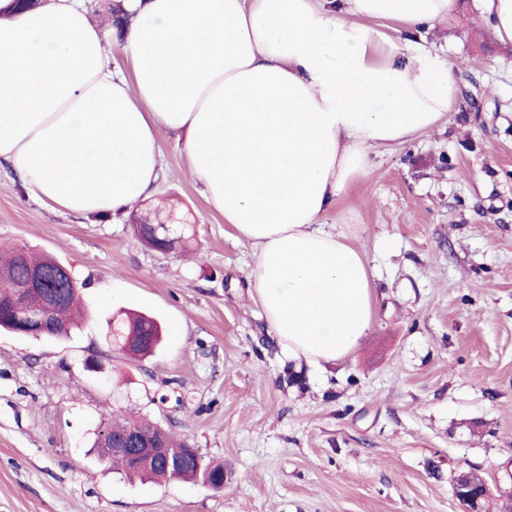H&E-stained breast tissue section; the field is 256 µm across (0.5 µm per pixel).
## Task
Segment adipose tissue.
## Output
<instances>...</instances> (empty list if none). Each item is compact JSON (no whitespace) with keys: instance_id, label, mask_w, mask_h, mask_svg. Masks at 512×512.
Segmentation results:
<instances>
[{"instance_id":"1","label":"adipose tissue","mask_w":512,"mask_h":512,"mask_svg":"<svg viewBox=\"0 0 512 512\" xmlns=\"http://www.w3.org/2000/svg\"><path fill=\"white\" fill-rule=\"evenodd\" d=\"M453 0H129L130 73L81 0H0V159L42 202L119 216L182 133L192 178L255 249L256 300L289 352L329 363L372 323L363 254L325 217L375 156L455 109L448 58L376 30Z\"/></svg>"}]
</instances>
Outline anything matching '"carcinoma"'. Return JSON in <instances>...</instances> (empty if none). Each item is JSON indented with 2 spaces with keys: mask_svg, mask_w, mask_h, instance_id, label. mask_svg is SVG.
<instances>
[{
  "mask_svg": "<svg viewBox=\"0 0 512 512\" xmlns=\"http://www.w3.org/2000/svg\"><path fill=\"white\" fill-rule=\"evenodd\" d=\"M61 291L66 296L65 305L57 308L46 300V294ZM79 303V285L73 274L62 272L60 263L54 258L37 256L26 247L16 245L3 250L0 255V328L19 336L28 335V327L21 318L22 309L35 308L41 311L44 322L40 335L45 337H67L76 326L74 311ZM162 327L152 317L136 315L117 322L110 334L111 341L120 348H128L134 357L151 355L161 341ZM135 429L148 438L162 440L170 448H183L185 441L177 439L159 426L141 418L124 417L108 422L98 434L96 447H101L112 438ZM102 460L114 470L125 475H137L147 479H203L204 473L195 465L167 469L161 465L149 468L136 467L118 458L101 454Z\"/></svg>",
  "mask_w": 512,
  "mask_h": 512,
  "instance_id": "1",
  "label": "carcinoma"
}]
</instances>
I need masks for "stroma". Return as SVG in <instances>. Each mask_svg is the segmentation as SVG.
Returning a JSON list of instances; mask_svg holds the SVG:
<instances>
[{"label":"stroma","mask_w":512,"mask_h":512,"mask_svg":"<svg viewBox=\"0 0 512 512\" xmlns=\"http://www.w3.org/2000/svg\"><path fill=\"white\" fill-rule=\"evenodd\" d=\"M461 95L428 135L377 158L326 216L372 269L373 323L349 356L298 364L249 275L255 250L203 195L175 135L154 193L119 223L40 202L0 161V244L53 255L87 315L66 339L0 330V512H460L454 478L512 500V43L473 0L425 33ZM176 208L186 252L132 217ZM158 320L134 359L123 310ZM149 419L224 466V488L129 479L93 443L111 413ZM162 327L152 317L146 315L127 316V320L117 322L112 329L110 339L125 351L128 347L134 357L151 355L161 341Z\"/></svg>","instance_id":"obj_1"}]
</instances>
